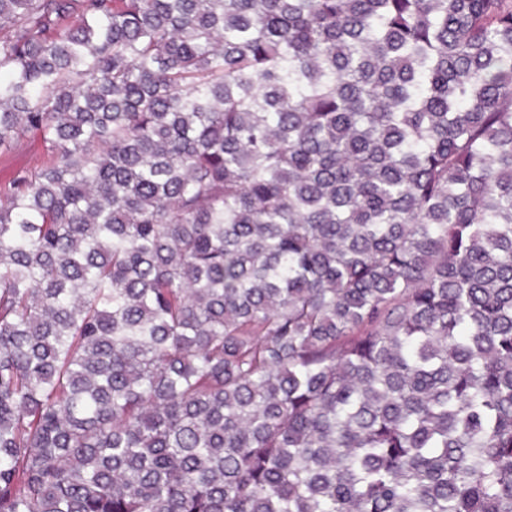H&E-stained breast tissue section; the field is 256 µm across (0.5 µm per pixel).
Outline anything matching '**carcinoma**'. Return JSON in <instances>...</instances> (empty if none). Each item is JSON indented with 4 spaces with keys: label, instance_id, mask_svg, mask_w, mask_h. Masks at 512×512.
<instances>
[{
    "label": "carcinoma",
    "instance_id": "obj_1",
    "mask_svg": "<svg viewBox=\"0 0 512 512\" xmlns=\"http://www.w3.org/2000/svg\"><path fill=\"white\" fill-rule=\"evenodd\" d=\"M0 512H512V0H0ZM42 153V145L37 137L31 136L20 147L0 155V181L9 178L13 171L29 165L35 155Z\"/></svg>",
    "mask_w": 512,
    "mask_h": 512
}]
</instances>
